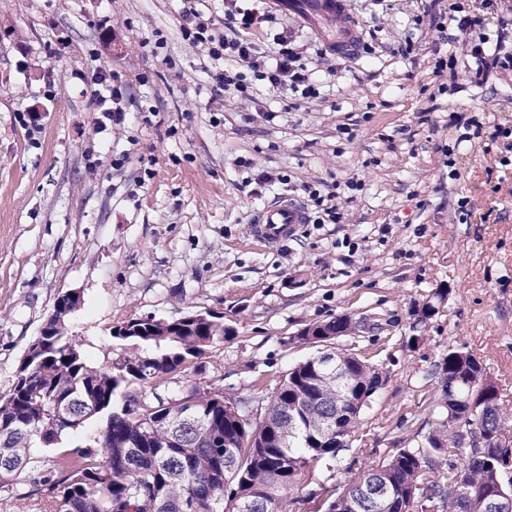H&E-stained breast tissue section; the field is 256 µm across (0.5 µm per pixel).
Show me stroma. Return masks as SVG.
I'll use <instances>...</instances> for the list:
<instances>
[{"mask_svg": "<svg viewBox=\"0 0 512 512\" xmlns=\"http://www.w3.org/2000/svg\"><path fill=\"white\" fill-rule=\"evenodd\" d=\"M373 55L345 59L324 99L265 120L216 95L203 48L184 40L180 0H0V393L56 298L78 291L73 329L99 362L102 336L129 319L223 314L235 334L190 381L264 396L310 356L304 327L345 313L393 324L359 338L388 373L346 452L288 492L292 512H323L338 488L382 462L425 415L428 377L448 347L480 357L512 414V164L461 140L457 112L512 125V70L440 95L425 9L448 0H349ZM420 50L403 57L406 34ZM163 40L155 49V40ZM120 76L110 120L78 72ZM354 131L353 139L341 127ZM268 171L321 193L356 176L340 224H304L275 248L247 229L280 191L253 199ZM448 296L409 350L415 306Z\"/></svg>", "mask_w": 512, "mask_h": 512, "instance_id": "1", "label": "stroma"}]
</instances>
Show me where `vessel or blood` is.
Returning a JSON list of instances; mask_svg holds the SVG:
<instances>
[{
	"label": "vessel or blood",
	"mask_w": 512,
	"mask_h": 512,
	"mask_svg": "<svg viewBox=\"0 0 512 512\" xmlns=\"http://www.w3.org/2000/svg\"><path fill=\"white\" fill-rule=\"evenodd\" d=\"M279 6L314 29L337 53H355L358 32L347 10V0H280ZM308 219L299 201L281 198L257 213L248 233L255 242L271 248L292 237Z\"/></svg>",
	"instance_id": "b4317fda"
}]
</instances>
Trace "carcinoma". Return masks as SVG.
Segmentation results:
<instances>
[{
	"mask_svg": "<svg viewBox=\"0 0 512 512\" xmlns=\"http://www.w3.org/2000/svg\"><path fill=\"white\" fill-rule=\"evenodd\" d=\"M77 308L55 300L27 345L11 388L0 394V493L41 473L54 512H290L288 488L326 460L342 467L362 412L378 393L381 368L344 345L345 320L298 334L316 348L338 347L342 374L310 357L262 399L224 404L214 383L180 385L207 350L233 329L209 315L173 325L146 316L110 331L101 364L73 334ZM424 422L382 463L334 491L325 512H355L360 488L385 481L391 502L371 512H485L484 493L512 497V445L499 390L483 361L451 347L434 364ZM263 406L260 422L244 410ZM345 415L336 417V405ZM192 411H187V407ZM339 430L331 447L325 430Z\"/></svg>",
	"mask_w": 512,
	"mask_h": 512,
	"instance_id": "obj_1",
	"label": "carcinoma"
}]
</instances>
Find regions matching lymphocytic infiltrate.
I'll return each mask as SVG.
<instances>
[{
	"label": "lymphocytic infiltrate",
	"instance_id": "lymphocytic-infiltrate-1",
	"mask_svg": "<svg viewBox=\"0 0 512 512\" xmlns=\"http://www.w3.org/2000/svg\"><path fill=\"white\" fill-rule=\"evenodd\" d=\"M202 0H183L180 29L189 43L202 47L217 66L210 78L217 90L241 100L254 98L256 86L289 95L293 103L317 98L324 86L317 67L311 65L301 47L287 32L262 42L255 34L273 16L259 12L250 0H224V26L216 28L200 7ZM493 0L464 4L452 0L448 6L450 25L435 23L433 40L442 45L461 44V53L436 57L433 73L440 91H464L486 83L493 73L512 69V54L502 46L512 27L499 21L487 29L483 13Z\"/></svg>",
	"mask_w": 512,
	"mask_h": 512
}]
</instances>
